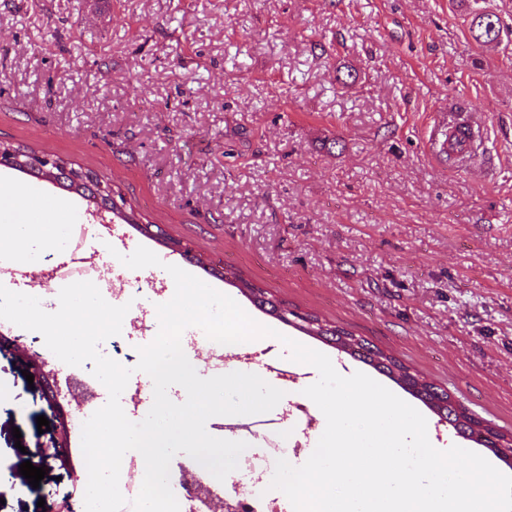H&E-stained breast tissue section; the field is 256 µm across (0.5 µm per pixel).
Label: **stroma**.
Masks as SVG:
<instances>
[{
  "mask_svg": "<svg viewBox=\"0 0 512 512\" xmlns=\"http://www.w3.org/2000/svg\"><path fill=\"white\" fill-rule=\"evenodd\" d=\"M477 8L512 27V0H0V142L96 172L207 261L184 263L118 219L104 229L81 195L0 165V190L31 189L29 211L54 227L23 258L0 253V284L23 292L45 256L69 258L79 218L83 251L145 288V317L175 285L165 267L121 263L141 245L273 329L251 352L290 363V338L342 376L402 392L217 271L394 354L512 433V34L477 44ZM458 112L485 142L453 167L425 142L433 117ZM151 341L99 346L133 371L134 422L153 404L135 369ZM26 367L0 350V512H56L69 464L36 488L19 472L57 437L37 429L55 414Z\"/></svg>",
  "mask_w": 512,
  "mask_h": 512,
  "instance_id": "35a3bbf8",
  "label": "stroma"
}]
</instances>
